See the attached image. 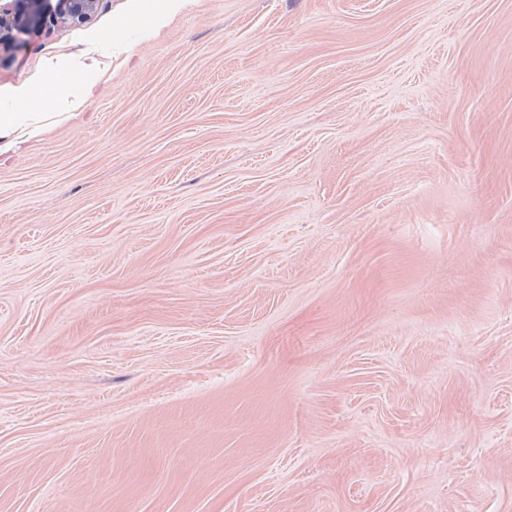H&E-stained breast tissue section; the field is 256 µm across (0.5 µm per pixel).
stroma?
I'll return each mask as SVG.
<instances>
[{
    "instance_id": "1",
    "label": "stroma",
    "mask_w": 512,
    "mask_h": 512,
    "mask_svg": "<svg viewBox=\"0 0 512 512\" xmlns=\"http://www.w3.org/2000/svg\"><path fill=\"white\" fill-rule=\"evenodd\" d=\"M49 5L0 111L105 75L0 155V512H512V0ZM59 16L61 19L70 22H80L86 20L94 6L96 0H59ZM103 62L95 51H88L77 60L51 58L46 61L49 80L27 85L14 95L17 104L13 112L0 113V155L20 148L24 142L21 134L28 139L42 132L44 121L64 118L73 112L76 105L93 99L97 92ZM80 74L83 79L76 84L73 76ZM56 112H43L47 105Z\"/></svg>"
}]
</instances>
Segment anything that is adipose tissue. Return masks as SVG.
<instances>
[{"label": "adipose tissue", "mask_w": 512, "mask_h": 512, "mask_svg": "<svg viewBox=\"0 0 512 512\" xmlns=\"http://www.w3.org/2000/svg\"><path fill=\"white\" fill-rule=\"evenodd\" d=\"M102 66L93 51L74 61L48 59L49 80L17 90L15 109L0 113V154L19 149L21 136L40 134L49 116L66 117L68 110L93 99Z\"/></svg>", "instance_id": "ef3b65f1"}]
</instances>
